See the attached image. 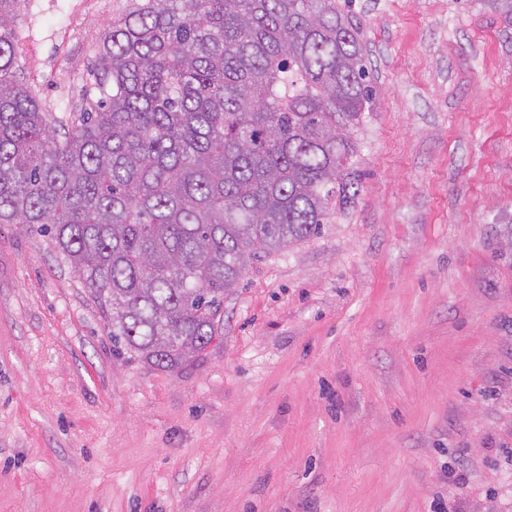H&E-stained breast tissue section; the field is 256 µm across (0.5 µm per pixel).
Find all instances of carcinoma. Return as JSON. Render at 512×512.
I'll list each match as a JSON object with an SVG mask.
<instances>
[{
	"label": "carcinoma",
	"instance_id": "1",
	"mask_svg": "<svg viewBox=\"0 0 512 512\" xmlns=\"http://www.w3.org/2000/svg\"><path fill=\"white\" fill-rule=\"evenodd\" d=\"M0 0V224L70 263L112 342L174 369L219 336L224 293L321 232L372 103L340 0H131L96 54L100 98L54 134L17 76ZM512 29V0H485Z\"/></svg>",
	"mask_w": 512,
	"mask_h": 512
}]
</instances>
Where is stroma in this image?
Listing matches in <instances>:
<instances>
[{
	"label": "stroma",
	"mask_w": 512,
	"mask_h": 512,
	"mask_svg": "<svg viewBox=\"0 0 512 512\" xmlns=\"http://www.w3.org/2000/svg\"><path fill=\"white\" fill-rule=\"evenodd\" d=\"M128 5L19 0L56 126ZM351 11L352 193L180 367L117 351L65 259L0 224V512H512V37L484 0Z\"/></svg>",
	"instance_id": "1"
}]
</instances>
